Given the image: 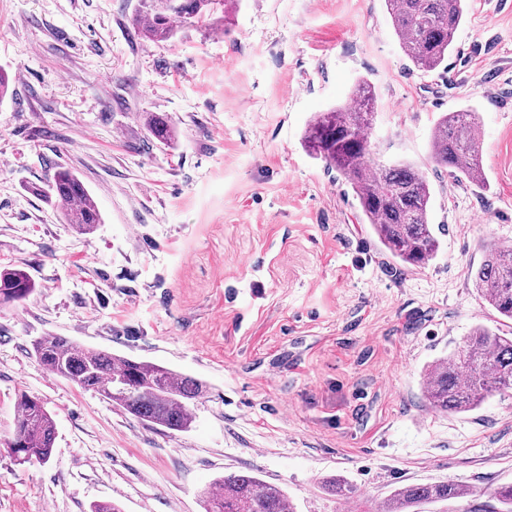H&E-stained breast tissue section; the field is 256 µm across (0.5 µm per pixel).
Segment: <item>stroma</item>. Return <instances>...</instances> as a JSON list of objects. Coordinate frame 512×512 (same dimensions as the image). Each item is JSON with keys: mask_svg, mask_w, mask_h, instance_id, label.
<instances>
[{"mask_svg": "<svg viewBox=\"0 0 512 512\" xmlns=\"http://www.w3.org/2000/svg\"><path fill=\"white\" fill-rule=\"evenodd\" d=\"M135 0H0V267L38 284L0 304V512H205L224 474L287 492L295 512H376L409 484L481 512L512 482V392L432 409L422 377L497 314L469 278L512 243V0H466L453 50L422 72L385 0H232L216 28L134 36ZM375 92L372 157L421 168L440 248L384 252L336 171L302 137L314 115ZM474 108L486 185L429 159L445 113ZM164 118L156 141L146 113ZM73 171L102 222L80 235L44 192ZM203 381L194 421L149 425L36 359L47 335ZM43 403L47 463L4 445L18 392ZM346 479L353 498L323 487Z\"/></svg>", "mask_w": 512, "mask_h": 512, "instance_id": "stroma-1", "label": "stroma"}]
</instances>
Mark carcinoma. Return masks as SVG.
I'll return each instance as SVG.
<instances>
[{
  "instance_id": "1",
  "label": "carcinoma",
  "mask_w": 512,
  "mask_h": 512,
  "mask_svg": "<svg viewBox=\"0 0 512 512\" xmlns=\"http://www.w3.org/2000/svg\"><path fill=\"white\" fill-rule=\"evenodd\" d=\"M465 0H385L403 53L424 72L438 68L450 51L465 20ZM226 0H137L131 24L141 38L168 42L175 22H210L225 11ZM371 85L361 80L351 103L321 112L310 124L307 143L314 154L334 168L350 186L366 223L395 259L421 267L439 248L429 222L431 191L425 173L410 164L384 166L370 154L365 131L373 118ZM160 142L169 138L165 120L144 117ZM478 127L470 110L442 116L431 133V157L472 182L485 180ZM45 196L60 211L65 224L82 235L94 232L101 213L84 183L71 170L57 166ZM473 286L502 318L512 320V246H494L472 273ZM36 288L23 268L0 270V303L23 301ZM33 349L51 373L92 390L131 415L172 431L186 430L193 419L191 406L205 392L195 377L135 357L117 356L66 336H43ZM512 389V335L475 327L459 350L424 371L429 405L442 412L465 413L495 392ZM14 431L7 447L19 465L49 460L55 442L54 421L44 405L20 392L15 400ZM466 496L455 484H412L397 489L385 506L405 512L426 504ZM493 499L512 512V483L494 489ZM206 512H294L281 489L257 476L230 473L206 492Z\"/></svg>"
}]
</instances>
